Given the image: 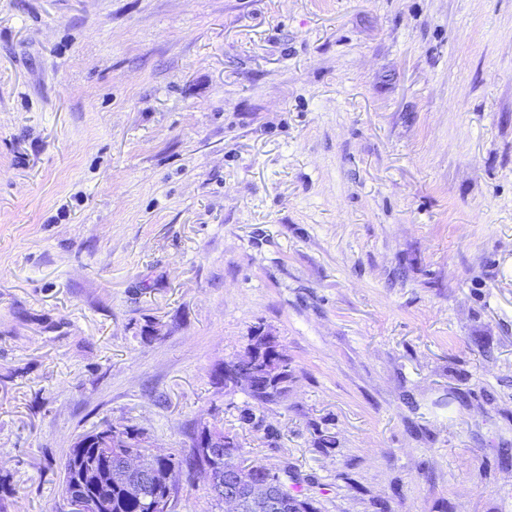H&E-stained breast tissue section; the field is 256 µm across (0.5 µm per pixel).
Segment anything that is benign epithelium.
Returning <instances> with one entry per match:
<instances>
[{"mask_svg":"<svg viewBox=\"0 0 512 512\" xmlns=\"http://www.w3.org/2000/svg\"><path fill=\"white\" fill-rule=\"evenodd\" d=\"M274 338L264 330H256L245 354L247 367L243 371L224 374V366L214 369L217 375H225L224 391L251 389L257 379H271L281 375L283 363L272 353ZM123 427L115 425L101 434L99 440L104 448H117L116 462L112 475L126 480L133 491H140L151 480L149 460L160 455L144 435L139 437V450L122 453L128 447V440L122 435ZM195 445L204 449L207 456L222 454L226 448H239L241 442L237 434L224 430L218 417L197 425ZM199 474L205 479L211 495L224 504V512H303L302 499L289 494L283 487L278 474L271 468L250 461L241 453L224 465V471L215 472L203 467ZM177 484L175 476H170L164 496L152 500V512H173ZM67 512H109L108 502L88 497L69 496L66 499Z\"/></svg>","mask_w":512,"mask_h":512,"instance_id":"7a95c632","label":"benign epithelium"}]
</instances>
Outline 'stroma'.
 Segmentation results:
<instances>
[{
  "label": "stroma",
  "instance_id": "1",
  "mask_svg": "<svg viewBox=\"0 0 512 512\" xmlns=\"http://www.w3.org/2000/svg\"><path fill=\"white\" fill-rule=\"evenodd\" d=\"M213 413L316 512H512V0H0V512ZM264 329L254 331L251 342L247 345L248 351L245 354L247 367L243 371L232 370L226 372L224 378V364L214 369L216 375H222L224 390L226 392L250 390L255 380L271 379L281 375L283 363L272 353L274 338L271 333H265ZM288 392L280 391L277 394L269 393L264 391L263 389L256 388L254 391L247 392V397L252 401L253 408H264L268 404H274L279 402L285 396H287ZM252 407L245 408L241 413V420L244 423L252 424L253 426H260L259 421L255 422L256 415L253 412ZM129 428V431H125L126 427L111 425V428L107 429L106 432L99 437V440L102 442V448H110L109 452L111 456L112 448H125L127 451L134 449L128 448V440L124 435H121V433L125 431L128 436L130 435V440L134 441L140 431L134 426H130ZM102 448H99L98 443L92 438L84 448H75L73 445L68 449L64 462L62 482L65 498L69 494L79 491L73 486L72 482L73 479L79 477L83 469L86 471H88L90 467H94L97 470L110 469L111 460L103 453ZM66 502L68 506L67 512H110L108 502L101 499L68 496Z\"/></svg>",
  "mask_w": 512,
  "mask_h": 512
}]
</instances>
